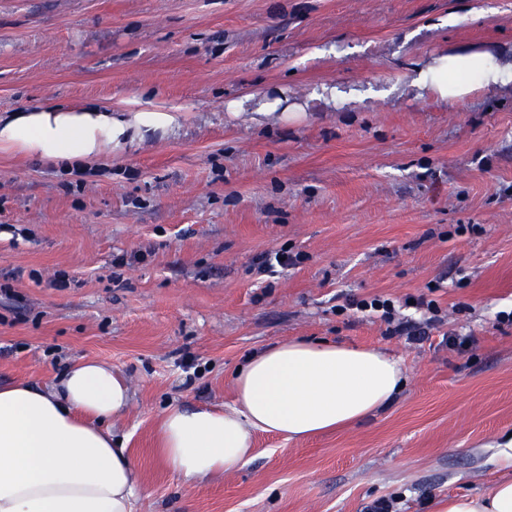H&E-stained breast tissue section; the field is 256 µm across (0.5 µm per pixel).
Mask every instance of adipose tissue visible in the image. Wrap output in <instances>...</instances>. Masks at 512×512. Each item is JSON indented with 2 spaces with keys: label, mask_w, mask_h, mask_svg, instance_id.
<instances>
[{
  "label": "adipose tissue",
  "mask_w": 512,
  "mask_h": 512,
  "mask_svg": "<svg viewBox=\"0 0 512 512\" xmlns=\"http://www.w3.org/2000/svg\"><path fill=\"white\" fill-rule=\"evenodd\" d=\"M413 85L441 99L512 83V65L486 53L453 54L415 68ZM181 112L109 105L34 104L0 117V151L66 168L179 127ZM403 386L399 359L330 341L290 340L249 356L223 410L167 407L160 452L188 480L235 471L254 431L305 438L363 421ZM130 402L125 380L106 364L78 360L56 385L0 386V512H135L136 465L114 447L113 417ZM438 512H512V478L479 495L442 501Z\"/></svg>",
  "instance_id": "adipose-tissue-1"
}]
</instances>
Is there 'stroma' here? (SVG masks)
<instances>
[{
  "label": "stroma",
  "instance_id": "1",
  "mask_svg": "<svg viewBox=\"0 0 512 512\" xmlns=\"http://www.w3.org/2000/svg\"><path fill=\"white\" fill-rule=\"evenodd\" d=\"M512 63V0H0V116L34 104L180 109L178 129L82 169L0 152V385L110 364L136 512H436L505 476L512 439V84L410 87L450 52ZM354 90L312 100L325 86ZM286 90L301 122L229 117ZM287 248L301 262L255 267ZM409 296L419 345L338 297ZM445 332L473 337L459 353ZM291 338L378 348L406 384L305 440L259 432L238 471L185 480L158 454L172 403L230 404L249 355Z\"/></svg>",
  "mask_w": 512,
  "mask_h": 512
}]
</instances>
